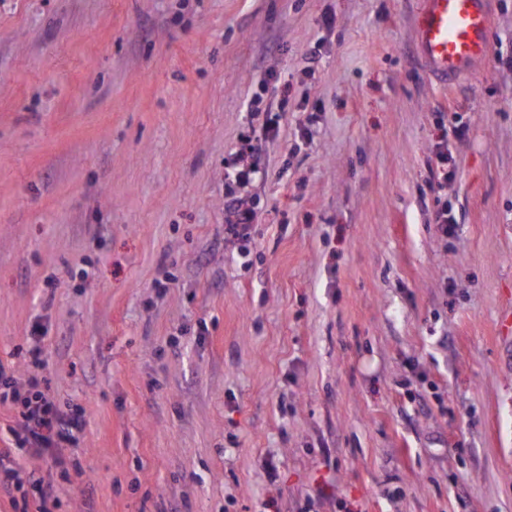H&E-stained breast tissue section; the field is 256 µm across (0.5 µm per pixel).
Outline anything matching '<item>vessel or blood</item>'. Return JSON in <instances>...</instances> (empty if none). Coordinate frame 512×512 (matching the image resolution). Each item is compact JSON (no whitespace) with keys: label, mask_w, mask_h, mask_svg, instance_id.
Returning a JSON list of instances; mask_svg holds the SVG:
<instances>
[{"label":"vessel or blood","mask_w":512,"mask_h":512,"mask_svg":"<svg viewBox=\"0 0 512 512\" xmlns=\"http://www.w3.org/2000/svg\"><path fill=\"white\" fill-rule=\"evenodd\" d=\"M488 0H425L418 48L428 73L455 81L486 59L490 51Z\"/></svg>","instance_id":"vessel-or-blood-1"}]
</instances>
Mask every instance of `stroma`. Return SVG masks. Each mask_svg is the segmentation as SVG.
Returning a JSON list of instances; mask_svg holds the SVG:
<instances>
[{
    "mask_svg": "<svg viewBox=\"0 0 512 512\" xmlns=\"http://www.w3.org/2000/svg\"><path fill=\"white\" fill-rule=\"evenodd\" d=\"M421 9L0 0V363L85 417L0 512H512V0L447 85ZM227 208L231 210L236 216V224L234 228L236 233L242 238H248V227L252 224L254 219V211L248 207L241 199L229 198L226 201ZM33 479V485L36 488L37 496L33 503L34 512H51L50 507H54L57 503V487L51 479L50 475L45 478L44 476L35 477Z\"/></svg>",
    "mask_w": 512,
    "mask_h": 512,
    "instance_id": "35a3bbf8",
    "label": "stroma"
}]
</instances>
